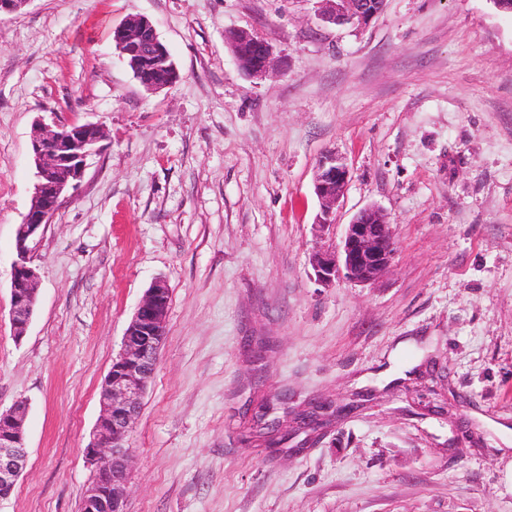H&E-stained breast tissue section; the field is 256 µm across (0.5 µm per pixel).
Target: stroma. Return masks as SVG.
Listing matches in <instances>:
<instances>
[{
  "instance_id": "obj_1",
  "label": "stroma",
  "mask_w": 512,
  "mask_h": 512,
  "mask_svg": "<svg viewBox=\"0 0 512 512\" xmlns=\"http://www.w3.org/2000/svg\"><path fill=\"white\" fill-rule=\"evenodd\" d=\"M142 16L179 78L150 91L113 32ZM267 40L249 77L227 36ZM103 150L46 225L26 336L10 323L37 123ZM351 179L320 228L319 160ZM384 210L373 284L314 250ZM171 300L128 444L125 512H512V14L386 0L364 28L315 0H31L0 16V408L27 465L0 512H80L100 388L156 278ZM287 439L266 449L260 403Z\"/></svg>"
}]
</instances>
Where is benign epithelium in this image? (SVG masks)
<instances>
[{
    "instance_id": "1",
    "label": "benign epithelium",
    "mask_w": 512,
    "mask_h": 512,
    "mask_svg": "<svg viewBox=\"0 0 512 512\" xmlns=\"http://www.w3.org/2000/svg\"><path fill=\"white\" fill-rule=\"evenodd\" d=\"M319 17L333 24L354 23L365 27L383 7L384 0H318ZM116 43L138 81L147 89L164 87L152 76L155 58L169 62L168 84L178 79L170 53L153 24L146 18H129L116 29ZM229 45L240 68L253 78H263L274 70L275 57L268 42L239 30L229 34ZM104 131L91 124H37L31 140L35 164L32 205L16 230L17 261L10 288V320L14 338L26 336L36 306L39 273L30 264L31 254L40 243L46 224L60 206L68 190L76 186L87 159L100 150ZM350 171L341 158L329 156L316 170L314 187L321 201L318 224H332L331 215L343 195ZM396 251L393 225L382 209L371 206L360 210L347 224L339 253L316 250L310 257L316 281L330 285L344 277L359 284H370L390 267ZM170 288L162 278L155 279L132 316L121 350L112 360L100 391L102 412L85 457L95 467L94 478L81 491V512H124V490L129 475L131 449L127 437L138 419L143 395L153 377L160 346L166 334ZM27 402L17 401L0 410V500L14 491L27 463L25 421Z\"/></svg>"
}]
</instances>
